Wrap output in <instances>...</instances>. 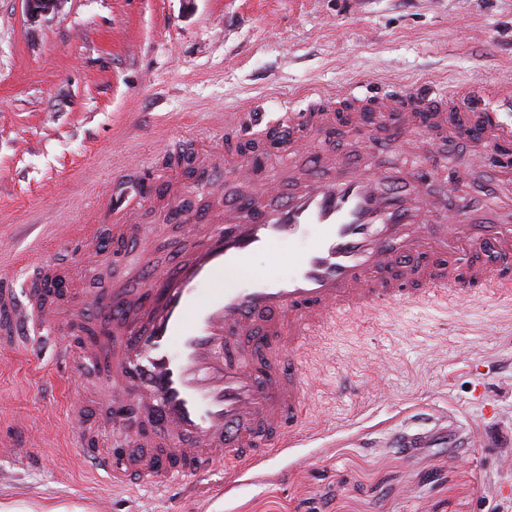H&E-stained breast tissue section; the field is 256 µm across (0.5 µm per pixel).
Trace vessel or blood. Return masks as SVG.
Returning <instances> with one entry per match:
<instances>
[{"instance_id":"obj_1","label":"vessel or blood","mask_w":512,"mask_h":512,"mask_svg":"<svg viewBox=\"0 0 512 512\" xmlns=\"http://www.w3.org/2000/svg\"><path fill=\"white\" fill-rule=\"evenodd\" d=\"M459 109L451 95L395 91L357 98L346 119L358 128L367 112L374 123H392L398 149L411 155L417 137L448 133V115ZM310 110L311 131L336 119L328 100L313 101ZM230 121L244 139H277L288 159L304 142L295 133V112L260 128L235 115ZM484 126L475 165L512 144V120L490 112ZM324 160L335 164V177L283 196L275 171L248 200L225 201L221 223L207 232L185 221L177 247L188 250L187 260L161 269L140 250L145 293L113 290L102 303L111 321L100 342L71 340L77 315L47 302L43 281L28 282L20 295L0 286L1 335L42 332V347L57 361L97 370L99 389L114 407L110 425L124 441L101 451L100 429L87 421L70 439L113 488L133 480L151 485L163 475H231L242 463L258 466L295 447L307 427L298 359L338 319L440 296L467 302L487 288L512 301L511 196L464 197L448 217L415 169L374 173L336 165L329 154ZM140 207L132 197L112 203L113 224L127 228ZM300 239L306 246L288 255L287 276L255 269V257ZM128 409L148 432L126 430Z\"/></svg>"}]
</instances>
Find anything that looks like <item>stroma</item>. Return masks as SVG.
Masks as SVG:
<instances>
[{
	"label": "stroma",
	"mask_w": 512,
	"mask_h": 512,
	"mask_svg": "<svg viewBox=\"0 0 512 512\" xmlns=\"http://www.w3.org/2000/svg\"><path fill=\"white\" fill-rule=\"evenodd\" d=\"M355 86L498 107L512 97V0H60L35 20L25 0H0V268L37 248L65 271L66 297L137 293L110 259L105 189L141 198L135 221L173 265L182 214L216 223L243 191L209 155L238 151L225 113L298 112L309 92ZM367 132L360 144L333 124L327 148L406 165L393 127ZM183 151L211 185L186 184L176 212L153 176ZM300 361L313 426L298 447L201 488L115 490L69 446L74 414L109 415L96 378L23 342L0 349V512H512V304L494 291L347 318ZM404 431L423 435L406 458Z\"/></svg>",
	"instance_id": "stroma-1"
}]
</instances>
